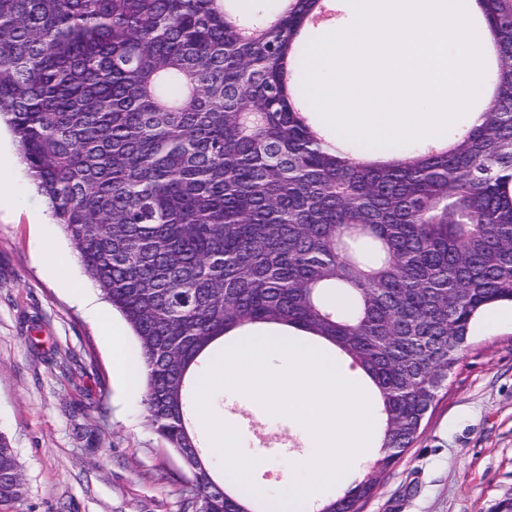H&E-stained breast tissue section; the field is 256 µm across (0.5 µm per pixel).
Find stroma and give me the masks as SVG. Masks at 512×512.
<instances>
[{"instance_id": "1", "label": "stroma", "mask_w": 512, "mask_h": 512, "mask_svg": "<svg viewBox=\"0 0 512 512\" xmlns=\"http://www.w3.org/2000/svg\"><path fill=\"white\" fill-rule=\"evenodd\" d=\"M35 214L47 216L32 223ZM0 126V433L15 448L25 495L11 512H192L191 475L146 427L142 389L127 388L112 335L139 342L92 284ZM88 362L83 375L61 365ZM212 412L256 460L279 499L308 450L291 425L215 390ZM512 498V322L476 319L416 442L383 471L363 512H495Z\"/></svg>"}]
</instances>
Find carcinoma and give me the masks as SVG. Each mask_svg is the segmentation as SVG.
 Listing matches in <instances>:
<instances>
[{
  "label": "carcinoma",
  "instance_id": "carcinoma-1",
  "mask_svg": "<svg viewBox=\"0 0 512 512\" xmlns=\"http://www.w3.org/2000/svg\"><path fill=\"white\" fill-rule=\"evenodd\" d=\"M230 0H0V119L91 281L139 341L147 426L203 512H263L190 425L205 350L247 325L320 336L376 385L388 468L478 315L512 303V0L481 125L370 161L303 109L318 0L245 23ZM352 292L349 314L332 289ZM368 472L315 512H361ZM25 494L0 433V507ZM194 409V422H195V429L198 435V438L202 445V452L205 456V458L217 468V471L220 475L225 473V468L223 466L222 457L220 453L213 448L207 432L205 430L203 421L197 416L195 405L193 406Z\"/></svg>",
  "mask_w": 512,
  "mask_h": 512
}]
</instances>
